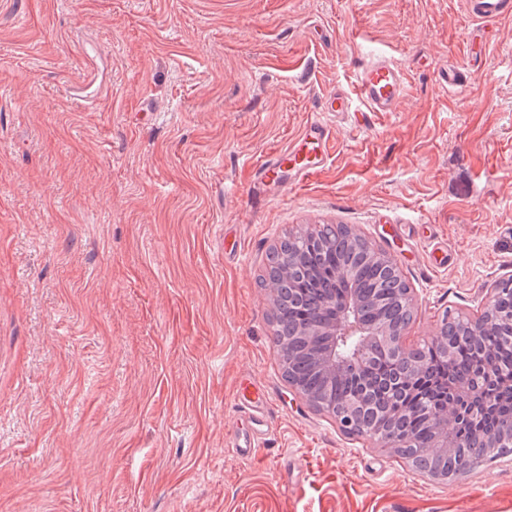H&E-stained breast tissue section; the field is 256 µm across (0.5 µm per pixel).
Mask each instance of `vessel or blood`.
I'll return each mask as SVG.
<instances>
[{"label": "vessel or blood", "instance_id": "1", "mask_svg": "<svg viewBox=\"0 0 512 512\" xmlns=\"http://www.w3.org/2000/svg\"><path fill=\"white\" fill-rule=\"evenodd\" d=\"M468 14L477 21L490 22L512 12V0H466ZM406 95L401 68L384 54L373 55L362 65L357 78V95L330 92L325 98L328 112L350 111L353 100H360L370 112L397 111ZM334 129L319 119L308 121L286 149L268 155L252 175L249 202L259 209L270 191L287 193L302 185L313 173L324 168L331 156Z\"/></svg>", "mask_w": 512, "mask_h": 512}]
</instances>
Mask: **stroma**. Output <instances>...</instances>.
I'll list each match as a JSON object with an SVG mask.
<instances>
[{"mask_svg":"<svg viewBox=\"0 0 512 512\" xmlns=\"http://www.w3.org/2000/svg\"><path fill=\"white\" fill-rule=\"evenodd\" d=\"M331 117L329 164L249 205L250 172ZM462 68L449 92L441 74ZM346 224L416 297L405 344L512 275V17L463 0H0V512H512V462L437 482L291 393L266 256ZM257 382L251 461L236 398ZM512 8L510 0H467V13L477 21H495L507 15ZM357 95L367 112L397 111L406 95L401 68L386 55L373 54L359 70ZM249 398L246 393L242 394L240 401L242 404L247 405L248 410L251 413L250 418L255 419L257 417L266 418L268 415L269 401L264 391L257 385L253 384V391L249 392ZM265 431L252 435V437H240L239 433L231 442V451L242 460H251L254 458L256 448L261 447Z\"/></svg>","mask_w":512,"mask_h":512,"instance_id":"stroma-1","label":"stroma"}]
</instances>
